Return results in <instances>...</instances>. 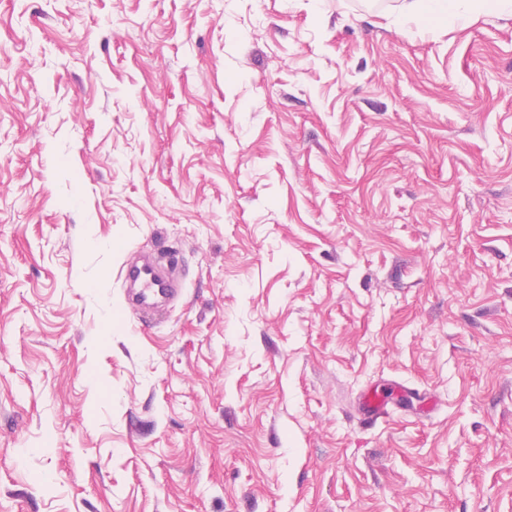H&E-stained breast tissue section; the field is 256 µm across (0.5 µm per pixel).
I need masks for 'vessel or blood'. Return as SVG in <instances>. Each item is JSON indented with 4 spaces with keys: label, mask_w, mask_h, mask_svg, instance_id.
I'll return each mask as SVG.
<instances>
[{
    "label": "vessel or blood",
    "mask_w": 512,
    "mask_h": 512,
    "mask_svg": "<svg viewBox=\"0 0 512 512\" xmlns=\"http://www.w3.org/2000/svg\"><path fill=\"white\" fill-rule=\"evenodd\" d=\"M119 278L125 307L143 316L162 313L164 302L179 292L178 286L157 264L139 254L124 262ZM389 406L388 398L373 390L364 391L360 397L359 409L369 420L385 417Z\"/></svg>",
    "instance_id": "1"
}]
</instances>
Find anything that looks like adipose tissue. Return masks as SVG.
<instances>
[{"label": "adipose tissue", "instance_id": "1", "mask_svg": "<svg viewBox=\"0 0 512 512\" xmlns=\"http://www.w3.org/2000/svg\"><path fill=\"white\" fill-rule=\"evenodd\" d=\"M487 12L511 18L512 0H401L398 18L403 22L433 18L454 23Z\"/></svg>", "mask_w": 512, "mask_h": 512}]
</instances>
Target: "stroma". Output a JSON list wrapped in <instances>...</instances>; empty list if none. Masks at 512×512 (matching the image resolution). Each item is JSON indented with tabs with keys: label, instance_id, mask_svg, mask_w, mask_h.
<instances>
[{
	"label": "stroma",
	"instance_id": "obj_1",
	"mask_svg": "<svg viewBox=\"0 0 512 512\" xmlns=\"http://www.w3.org/2000/svg\"><path fill=\"white\" fill-rule=\"evenodd\" d=\"M398 2L0 0V512H512V19ZM124 306L142 316L164 312L163 303L182 291L155 263L141 254L128 258L121 267ZM390 402L377 391L365 390L360 397L359 409L368 420H377L388 414Z\"/></svg>",
	"mask_w": 512,
	"mask_h": 512
}]
</instances>
